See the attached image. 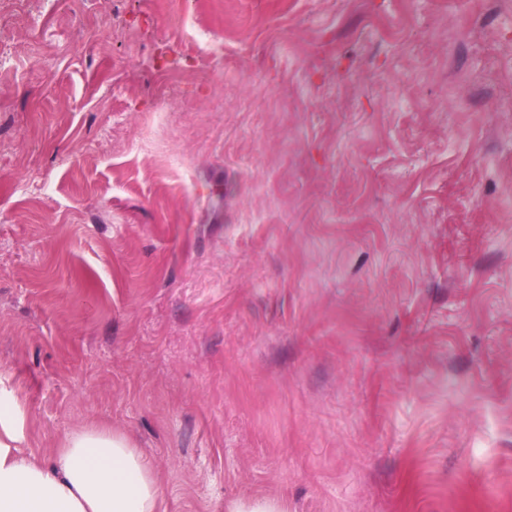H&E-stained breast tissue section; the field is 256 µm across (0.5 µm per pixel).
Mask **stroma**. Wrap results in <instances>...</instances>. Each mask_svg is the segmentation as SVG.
<instances>
[{
    "label": "stroma",
    "instance_id": "obj_1",
    "mask_svg": "<svg viewBox=\"0 0 512 512\" xmlns=\"http://www.w3.org/2000/svg\"><path fill=\"white\" fill-rule=\"evenodd\" d=\"M0 383L165 512H512V0H0Z\"/></svg>",
    "mask_w": 512,
    "mask_h": 512
}]
</instances>
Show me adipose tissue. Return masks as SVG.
Segmentation results:
<instances>
[{"instance_id": "1", "label": "adipose tissue", "mask_w": 512, "mask_h": 512, "mask_svg": "<svg viewBox=\"0 0 512 512\" xmlns=\"http://www.w3.org/2000/svg\"><path fill=\"white\" fill-rule=\"evenodd\" d=\"M22 406L0 390V512H159L162 486L125 435L70 431L49 457L24 451Z\"/></svg>"}]
</instances>
